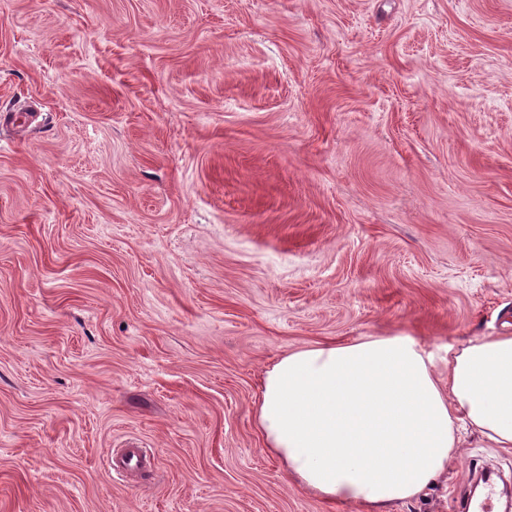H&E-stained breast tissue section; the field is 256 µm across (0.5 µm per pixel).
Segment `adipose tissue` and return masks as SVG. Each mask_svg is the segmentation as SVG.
<instances>
[{"label":"adipose tissue","mask_w":512,"mask_h":512,"mask_svg":"<svg viewBox=\"0 0 512 512\" xmlns=\"http://www.w3.org/2000/svg\"><path fill=\"white\" fill-rule=\"evenodd\" d=\"M448 380L413 336H365L280 356L255 419L288 476L326 500L383 512L445 471L460 431L512 449V334L448 349Z\"/></svg>","instance_id":"obj_1"}]
</instances>
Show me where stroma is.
I'll list each match as a JSON object with an SVG mask.
<instances>
[{
	"mask_svg": "<svg viewBox=\"0 0 512 512\" xmlns=\"http://www.w3.org/2000/svg\"><path fill=\"white\" fill-rule=\"evenodd\" d=\"M0 512H367L254 418L287 352L512 332V0H0ZM144 448L151 471L111 456ZM466 436L388 512H454Z\"/></svg>",
	"mask_w": 512,
	"mask_h": 512,
	"instance_id": "1",
	"label": "stroma"
}]
</instances>
